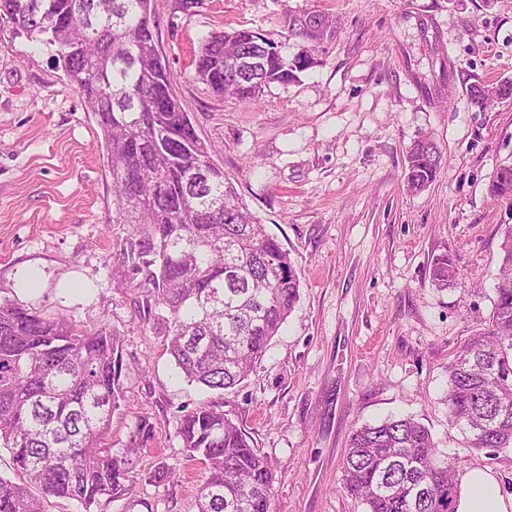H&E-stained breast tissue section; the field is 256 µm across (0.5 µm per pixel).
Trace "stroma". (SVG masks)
Wrapping results in <instances>:
<instances>
[{
  "label": "stroma",
  "mask_w": 512,
  "mask_h": 512,
  "mask_svg": "<svg viewBox=\"0 0 512 512\" xmlns=\"http://www.w3.org/2000/svg\"><path fill=\"white\" fill-rule=\"evenodd\" d=\"M154 0L156 47L213 159L295 261L300 296L250 376L224 393L276 470L271 512H365L345 488L357 425L391 415L426 425L460 475L491 473L512 496V448L476 450L448 417V363L492 309L512 206L487 186L512 163V99L478 108L468 90L512 79V0ZM333 21L298 82L259 100L215 97L194 76L202 38L248 28L285 42L288 18ZM55 48L0 26V301L120 334L124 396L113 448L139 415L157 436L137 457L132 494L88 512H197L208 473L177 435L207 400L176 374L146 318L143 290L112 277L130 235L110 223L112 178L92 113ZM431 135L443 160L411 194L406 152ZM450 254L457 283L430 266ZM35 286H26V274ZM169 481L151 482L158 463ZM458 269L448 254L437 256L431 264L430 278L438 287H448L458 279Z\"/></svg>",
  "instance_id": "stroma-1"
}]
</instances>
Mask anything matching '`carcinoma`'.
Wrapping results in <instances>:
<instances>
[{
	"label": "carcinoma",
	"instance_id": "obj_1",
	"mask_svg": "<svg viewBox=\"0 0 512 512\" xmlns=\"http://www.w3.org/2000/svg\"><path fill=\"white\" fill-rule=\"evenodd\" d=\"M45 35L57 66L101 131L112 178V223L131 226L121 274H144L147 311L163 329V352L184 378L220 396L263 357L299 298L290 254L243 203L212 160L159 63L150 0H0V24ZM290 36L319 45V14L288 17ZM313 58L288 59L282 44L249 29L213 31L195 59L196 78L217 96L258 99L270 84L288 85ZM478 107L512 98V80L474 84ZM406 188L418 193L437 177L442 152L429 135L407 150ZM488 194L512 205V165H503ZM501 274L486 328L448 363L451 423L469 430L471 447H512V225L505 226ZM443 288L458 279L442 254L430 268ZM124 363L119 336L88 330L66 317L46 318L0 303V448L14 477L0 475V512H48L52 498L90 512L118 501L137 480V450L156 424L138 417L125 447L107 442L120 407ZM186 457L208 466L198 512H270L276 480L248 432L221 402L180 418ZM345 487L366 512H458L456 458L437 448L411 417L355 427L344 459Z\"/></svg>",
	"mask_w": 512,
	"mask_h": 512
}]
</instances>
